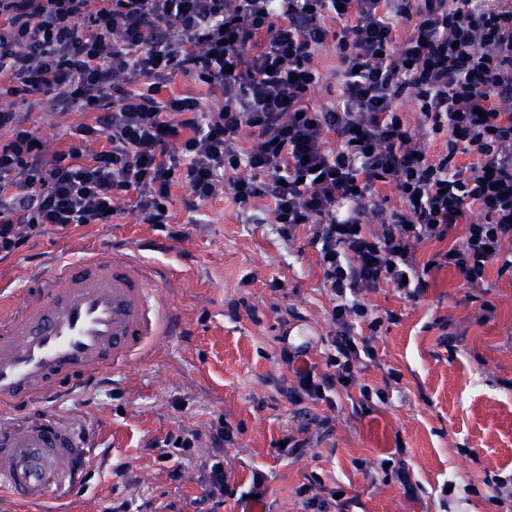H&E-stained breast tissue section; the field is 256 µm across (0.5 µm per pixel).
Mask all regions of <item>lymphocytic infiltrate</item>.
<instances>
[{
    "label": "lymphocytic infiltrate",
    "mask_w": 512,
    "mask_h": 512,
    "mask_svg": "<svg viewBox=\"0 0 512 512\" xmlns=\"http://www.w3.org/2000/svg\"><path fill=\"white\" fill-rule=\"evenodd\" d=\"M337 42L341 92L311 107L315 61ZM184 72L220 91L204 112L193 96L159 98ZM413 94L414 113L397 103ZM50 95L87 113L85 142L35 145L22 112L0 108V259L51 225L68 231L110 223L118 195L136 194L141 223L164 229L176 188L194 204L231 189L235 203L266 199L280 232H305L319 253L335 333L320 361L286 337L278 356L292 385L280 393L299 424L278 446L294 457L330 432L315 414L337 390L372 398L359 372L376 362L370 342L383 321L361 298L380 283L417 300L429 288L420 245L441 243L430 266L471 285L489 266L512 276V6L483 0H0V96ZM443 136V150L430 143ZM475 163L460 167L458 155ZM236 171L225 183L224 170ZM394 180L399 208L378 231L376 183ZM464 225L462 245H447ZM200 505L266 512V481L231 487L216 462L199 465ZM300 512H353L323 494L317 476L297 486Z\"/></svg>",
    "instance_id": "f902f5d3"
}]
</instances>
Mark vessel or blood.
<instances>
[{"label":"vessel or blood","instance_id":"1","mask_svg":"<svg viewBox=\"0 0 512 512\" xmlns=\"http://www.w3.org/2000/svg\"><path fill=\"white\" fill-rule=\"evenodd\" d=\"M167 310L159 268L134 251L93 247L37 286L0 289V496L39 507L56 477L88 469L73 428L15 418L147 362L172 333Z\"/></svg>","mask_w":512,"mask_h":512}]
</instances>
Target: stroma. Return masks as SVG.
Segmentation results:
<instances>
[{"mask_svg":"<svg viewBox=\"0 0 512 512\" xmlns=\"http://www.w3.org/2000/svg\"><path fill=\"white\" fill-rule=\"evenodd\" d=\"M316 59L322 76L312 103L324 106L340 87L335 40L320 46ZM15 107L52 149L72 141L86 120L43 95ZM187 201L179 189L169 206L173 223L184 227L178 239L139 223L133 198L122 196L113 202L111 223L67 232L46 227L0 261V286L9 290L24 288L50 259L78 258L96 246L138 247L171 273L165 293L177 334L148 364L43 409L81 427V449L92 461L84 478L53 485L66 512H112L123 501L130 512H196L198 464L215 454L207 436L220 416L243 426L224 450L233 482L245 489L253 471L268 472L277 512H299L295 490L311 474L355 499L362 512H512V503L494 502L484 483L488 476L512 480V277L492 266L483 284L470 286L434 268L421 299H406L385 283L367 291L375 312L398 316L372 336L378 365L359 376L385 400L359 407L338 391L334 406L316 409L331 420L329 436L301 457H281L275 444L299 420L273 385L288 376L275 342L280 319L291 309L320 338L332 329L318 252L305 235L284 238L267 202L244 213L228 192L196 209ZM276 282L282 290H273ZM234 305L241 309L236 318L229 315ZM390 371L400 381H387ZM180 431L201 439L196 448L175 451L182 463L176 482L149 443ZM399 448L421 487L420 501L405 498L380 467Z\"/></svg>","mask_w":512,"mask_h":512,"instance_id":"stroma-1","label":"stroma"}]
</instances>
